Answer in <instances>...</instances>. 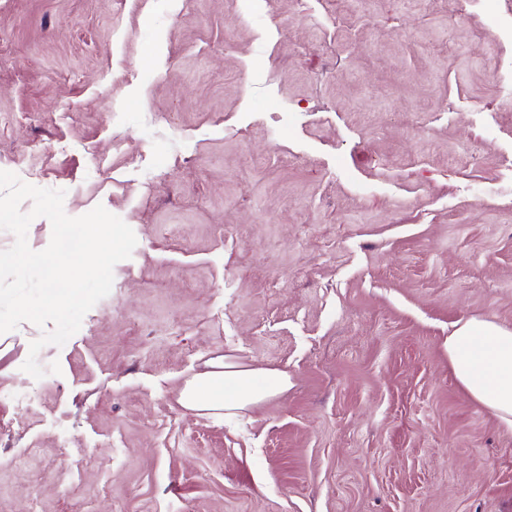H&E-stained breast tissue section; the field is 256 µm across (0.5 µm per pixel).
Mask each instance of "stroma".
<instances>
[{
  "instance_id": "1",
  "label": "stroma",
  "mask_w": 512,
  "mask_h": 512,
  "mask_svg": "<svg viewBox=\"0 0 512 512\" xmlns=\"http://www.w3.org/2000/svg\"><path fill=\"white\" fill-rule=\"evenodd\" d=\"M507 7L0 0V170L137 239L43 378L0 334V512H512L445 348L512 328ZM217 355L288 389L185 410Z\"/></svg>"
}]
</instances>
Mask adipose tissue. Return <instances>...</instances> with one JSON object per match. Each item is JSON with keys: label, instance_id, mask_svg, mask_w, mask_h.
I'll list each match as a JSON object with an SVG mask.
<instances>
[{"label": "adipose tissue", "instance_id": "obj_1", "mask_svg": "<svg viewBox=\"0 0 512 512\" xmlns=\"http://www.w3.org/2000/svg\"><path fill=\"white\" fill-rule=\"evenodd\" d=\"M453 372L469 395L512 430V329L491 321L458 324L446 344ZM258 371L230 357L206 362L187 380L179 403L212 417L240 414L288 387V375L269 372L258 384Z\"/></svg>", "mask_w": 512, "mask_h": 512}]
</instances>
